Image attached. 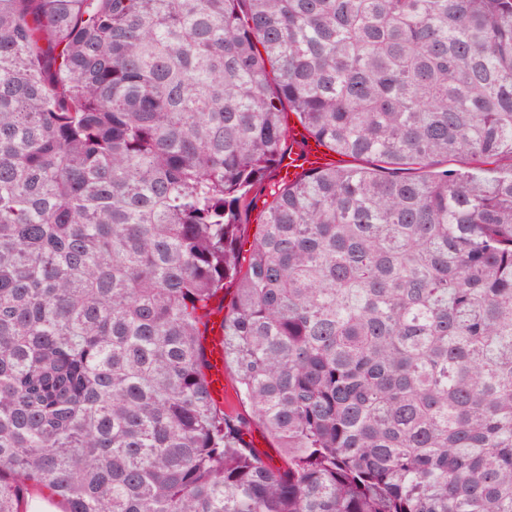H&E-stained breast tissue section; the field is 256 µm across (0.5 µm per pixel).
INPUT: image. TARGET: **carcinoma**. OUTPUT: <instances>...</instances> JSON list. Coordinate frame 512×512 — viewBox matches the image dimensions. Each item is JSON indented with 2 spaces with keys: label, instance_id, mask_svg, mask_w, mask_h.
Masks as SVG:
<instances>
[{
  "label": "carcinoma",
  "instance_id": "1",
  "mask_svg": "<svg viewBox=\"0 0 512 512\" xmlns=\"http://www.w3.org/2000/svg\"><path fill=\"white\" fill-rule=\"evenodd\" d=\"M501 156L512 0H0V512H512ZM327 155V163L340 167H353L364 165V162L350 156H342L323 147ZM321 146L316 142L314 144L306 143L299 152H290L285 158L279 171V176L284 181H293L298 177L299 171L323 166L325 162V153ZM223 314L217 313L211 318L210 328L211 339L209 345V360L211 368L209 370L210 381L212 384L214 397L221 403H224V411L234 412L242 409L241 403L237 398V382L234 378V373L231 369L224 368V356L221 341L223 338ZM210 339V340H211ZM224 382L230 393V401H224Z\"/></svg>",
  "mask_w": 512,
  "mask_h": 512
}]
</instances>
